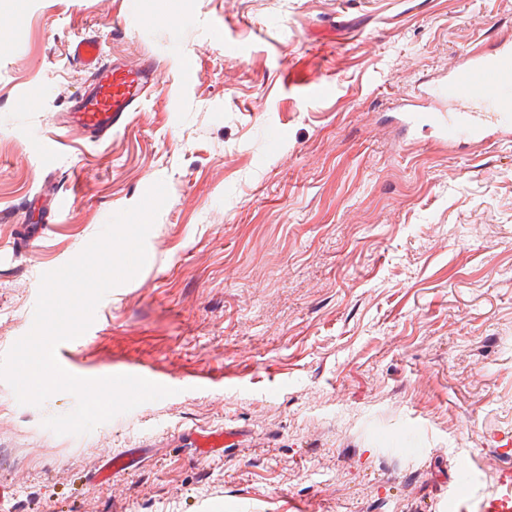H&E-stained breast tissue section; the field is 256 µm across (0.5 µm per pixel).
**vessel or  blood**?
<instances>
[{
    "label": "vessel or blood",
    "instance_id": "vessel-or-blood-1",
    "mask_svg": "<svg viewBox=\"0 0 512 512\" xmlns=\"http://www.w3.org/2000/svg\"><path fill=\"white\" fill-rule=\"evenodd\" d=\"M71 56L88 70L89 79L63 125L91 141H102L125 127L131 112L152 94L157 65L149 57L134 66L118 58L106 59L94 37L75 41ZM423 94L432 102L426 112L419 111L412 101L393 100L396 122L402 128L427 124L436 143L451 150L464 142L486 148L512 141V35L460 54L431 78ZM136 465V451L128 448L108 456L94 479L107 483ZM480 507L482 512H512V473L501 476L497 489L485 496Z\"/></svg>",
    "mask_w": 512,
    "mask_h": 512
}]
</instances>
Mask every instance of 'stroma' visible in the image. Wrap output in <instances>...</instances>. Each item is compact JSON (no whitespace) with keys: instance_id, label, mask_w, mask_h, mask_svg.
<instances>
[{"instance_id":"1","label":"stroma","mask_w":512,"mask_h":512,"mask_svg":"<svg viewBox=\"0 0 512 512\" xmlns=\"http://www.w3.org/2000/svg\"><path fill=\"white\" fill-rule=\"evenodd\" d=\"M509 20L512 0H0V355L41 275L162 180L145 266L64 355L176 390L58 435L74 395L23 405L0 379V512H458V487L496 490L512 143L451 153L419 128L400 150L381 117ZM85 36L153 56L159 83L127 127L59 145ZM53 185L65 204L39 208ZM221 428L234 445L197 456ZM127 448L136 470L94 484Z\"/></svg>"}]
</instances>
